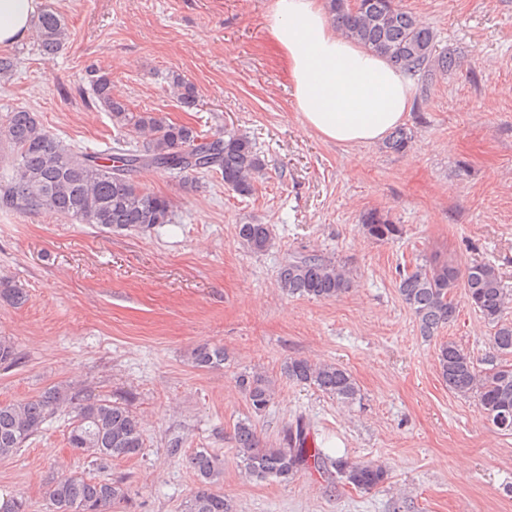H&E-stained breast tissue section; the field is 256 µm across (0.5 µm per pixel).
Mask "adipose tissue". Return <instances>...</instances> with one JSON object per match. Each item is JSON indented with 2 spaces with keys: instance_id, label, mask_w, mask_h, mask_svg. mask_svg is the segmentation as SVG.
Instances as JSON below:
<instances>
[{
  "instance_id": "adipose-tissue-1",
  "label": "adipose tissue",
  "mask_w": 512,
  "mask_h": 512,
  "mask_svg": "<svg viewBox=\"0 0 512 512\" xmlns=\"http://www.w3.org/2000/svg\"><path fill=\"white\" fill-rule=\"evenodd\" d=\"M38 3L0 0V45L27 35ZM267 27L288 58L306 130L340 144H372L403 123L413 102L410 76L340 36L322 0H274Z\"/></svg>"
}]
</instances>
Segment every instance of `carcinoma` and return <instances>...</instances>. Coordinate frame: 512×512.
I'll use <instances>...</instances> for the list:
<instances>
[{"mask_svg": "<svg viewBox=\"0 0 512 512\" xmlns=\"http://www.w3.org/2000/svg\"><path fill=\"white\" fill-rule=\"evenodd\" d=\"M330 19L346 38L385 57L392 65L421 81L433 82L439 73L458 66L456 57L437 50L436 35L397 0H326ZM38 50L54 55L64 44L67 27L61 14L45 6L34 25ZM92 92L116 125H133L146 136L145 145L116 147L102 158L79 148H65L44 130L36 115L20 108L11 112L5 127L13 151L11 174L0 181V205L40 211L95 224L110 232H147L173 219V204L164 195L148 192L132 175L153 169L164 173L215 172L224 185L241 197L256 191L264 175V160L249 137L235 131L210 139L186 125L169 122L156 113L133 114L128 104L112 96V81L101 74L91 80ZM171 93L187 107L195 104V86L179 76ZM412 134L397 128L384 143L386 151L405 152ZM364 233L378 242H389L402 234L400 225L386 215L370 210L361 215ZM237 237L249 252L262 253L274 246L268 224H239ZM351 285L349 272L317 254L294 256L280 267L278 286L288 296L333 300ZM463 289L470 306L494 327L490 343L498 354H512V323L502 320L512 300L497 267L476 263L461 271L449 262L418 264L400 278L398 290L412 311L421 335L431 337L453 321V294ZM23 289L0 279V301L20 304ZM18 359L15 343L0 336V365ZM224 348L200 345L192 351V363L200 369L224 364ZM438 370L448 390L473 397L486 420L501 431L512 432V364H495L481 371L471 356L452 341L440 344ZM288 380L312 386L343 402L356 400L359 389L344 368L329 363L314 364L292 359L284 366ZM237 384L252 413L260 415L272 403L275 384L261 374H242ZM71 410L67 443L76 453L101 464L114 458L133 456L144 448L141 422L122 402L85 396L68 385L57 384L37 397L0 402V457L20 450L42 432L47 419L59 408ZM234 440L245 474L254 480L287 481L307 468L333 469L345 483L369 491L384 482L386 469L375 463L332 458L317 447L307 446L302 422L288 428L285 445H267L250 419L236 424ZM187 463L196 478V488L183 512H236L224 494L215 490L223 468L206 450L190 455ZM46 497L52 512H112L126 497L123 484L69 475L53 481Z\"/></svg>", "mask_w": 512, "mask_h": 512, "instance_id": "1", "label": "carcinoma"}]
</instances>
